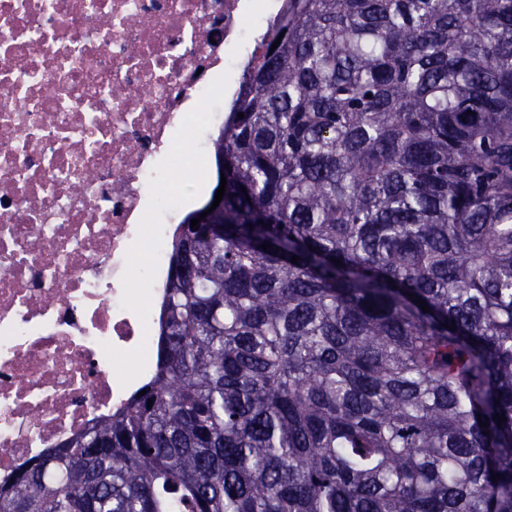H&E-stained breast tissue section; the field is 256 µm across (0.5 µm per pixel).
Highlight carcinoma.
I'll return each mask as SVG.
<instances>
[{
	"instance_id": "obj_1",
	"label": "carcinoma",
	"mask_w": 512,
	"mask_h": 512,
	"mask_svg": "<svg viewBox=\"0 0 512 512\" xmlns=\"http://www.w3.org/2000/svg\"><path fill=\"white\" fill-rule=\"evenodd\" d=\"M213 152L144 394L0 512H512V0H285Z\"/></svg>"
}]
</instances>
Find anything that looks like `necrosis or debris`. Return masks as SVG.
I'll use <instances>...</instances> for the list:
<instances>
[{"instance_id": "necrosis-or-debris-1", "label": "necrosis or debris", "mask_w": 512, "mask_h": 512, "mask_svg": "<svg viewBox=\"0 0 512 512\" xmlns=\"http://www.w3.org/2000/svg\"><path fill=\"white\" fill-rule=\"evenodd\" d=\"M281 0H0V484L130 398L159 340L175 137L210 147L224 56ZM211 98L203 117L191 101ZM152 239L148 304L129 269Z\"/></svg>"}]
</instances>
